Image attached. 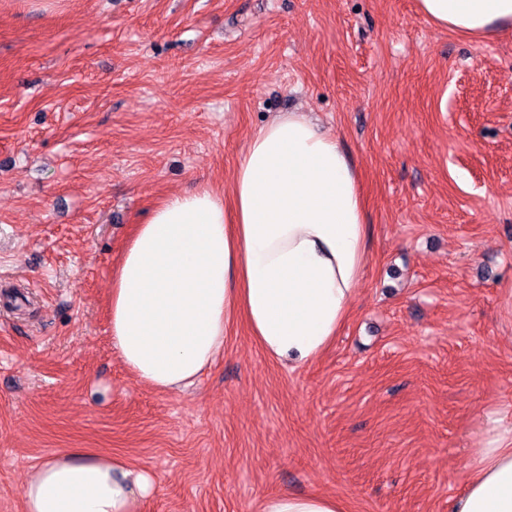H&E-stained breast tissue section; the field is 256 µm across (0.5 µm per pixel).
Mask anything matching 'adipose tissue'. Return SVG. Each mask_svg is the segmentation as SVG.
<instances>
[{
  "mask_svg": "<svg viewBox=\"0 0 512 512\" xmlns=\"http://www.w3.org/2000/svg\"><path fill=\"white\" fill-rule=\"evenodd\" d=\"M452 32L512 29V0H419ZM360 177L339 138L303 114H280L250 137L228 191L164 199L136 225L112 272V348L143 384L191 385L243 318L272 360L318 359L348 319L366 257ZM156 474L81 448L35 465L25 512H142ZM259 512H345L339 499L281 490ZM450 512H512V418L495 413L471 449L465 492Z\"/></svg>",
  "mask_w": 512,
  "mask_h": 512,
  "instance_id": "obj_1",
  "label": "adipose tissue"
}]
</instances>
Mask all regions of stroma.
<instances>
[{"mask_svg":"<svg viewBox=\"0 0 512 512\" xmlns=\"http://www.w3.org/2000/svg\"><path fill=\"white\" fill-rule=\"evenodd\" d=\"M304 112L358 168L370 240L316 361L224 355L158 392L112 350V270L168 195L226 188L251 134ZM0 512L65 448L154 470L143 512H449L512 408V31L417 0H0ZM259 512H345L343 503L335 497L301 494L288 490L266 496Z\"/></svg>","mask_w":512,"mask_h":512,"instance_id":"1","label":"stroma"}]
</instances>
